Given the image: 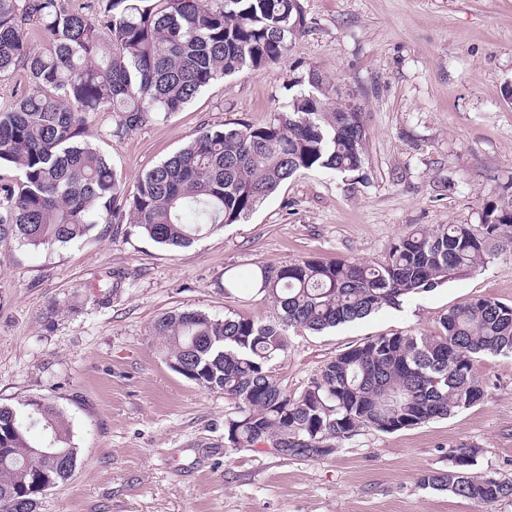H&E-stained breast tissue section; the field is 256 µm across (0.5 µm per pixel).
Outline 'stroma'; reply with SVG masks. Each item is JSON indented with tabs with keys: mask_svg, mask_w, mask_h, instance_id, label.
<instances>
[{
	"mask_svg": "<svg viewBox=\"0 0 512 512\" xmlns=\"http://www.w3.org/2000/svg\"><path fill=\"white\" fill-rule=\"evenodd\" d=\"M304 29L277 62L213 81L179 112L127 134L115 112L86 113L83 139L125 188L201 132L283 111L315 70L359 104L363 169L297 174L247 220L172 250L130 224L100 223L70 244L0 239V403L48 399L65 414L78 467L39 512H478L418 477L477 449L476 472L512 479V355L476 364L483 401L391 433L364 429L327 457L224 446L223 393L170 370L152 334L172 310L232 311L271 323L232 273L307 256L381 262L403 232L482 222L512 181V0H300ZM117 283L110 296L100 282ZM512 305V252L433 292L322 332L292 329L272 371L301 392L323 365L368 337L439 331L450 307Z\"/></svg>",
	"mask_w": 512,
	"mask_h": 512,
	"instance_id": "obj_1",
	"label": "stroma"
}]
</instances>
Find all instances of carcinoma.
<instances>
[{"label":"carcinoma","mask_w":512,"mask_h":512,"mask_svg":"<svg viewBox=\"0 0 512 512\" xmlns=\"http://www.w3.org/2000/svg\"><path fill=\"white\" fill-rule=\"evenodd\" d=\"M0 0V77L22 65L32 87L0 110V166L21 171L0 184V238L66 245L95 223L127 217L157 244L186 248L200 232L246 220L303 170L340 173L365 164L362 113L347 111L336 85L316 71L305 89L263 126L206 130L142 174L126 193L107 159L81 140L83 114L117 112L120 136L151 117L179 111L210 82L277 61L302 30L299 0ZM45 37L31 47L27 26ZM512 249V194L484 204L483 223L415 227L380 263L316 257L258 265L246 274L267 296L276 322L235 313L222 318L174 310L157 318L168 367L234 401L224 447L263 442L285 458L316 459L363 428L394 432L480 403L475 373L484 354H512V305L478 298L440 318L441 331L376 336L330 360L304 392L288 393L270 364L288 347L286 331L353 323ZM55 441V456H36ZM478 450H448V469L419 484L489 508L512 503V480L477 473ZM78 448L69 424L45 400L0 404V512H38L43 496L73 475Z\"/></svg>","instance_id":"1"}]
</instances>
